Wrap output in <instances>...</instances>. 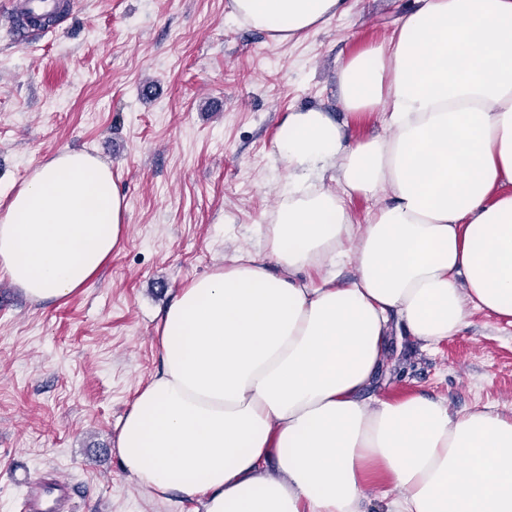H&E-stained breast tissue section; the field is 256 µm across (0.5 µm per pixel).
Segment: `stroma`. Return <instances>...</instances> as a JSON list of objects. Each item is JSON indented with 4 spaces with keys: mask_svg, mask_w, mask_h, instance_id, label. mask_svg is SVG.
Instances as JSON below:
<instances>
[{
    "mask_svg": "<svg viewBox=\"0 0 512 512\" xmlns=\"http://www.w3.org/2000/svg\"><path fill=\"white\" fill-rule=\"evenodd\" d=\"M226 3L74 0L55 35L21 43L0 0V210L65 149L106 162L128 202L118 246L67 298L28 302L0 273V512H20L22 479L50 469L73 481L75 512H199L146 491L117 451L161 368L162 314L193 279L261 250L288 179L274 143L289 112L320 108L355 141L383 131L380 114L344 111L336 67L390 37L413 0H347L285 43ZM415 395L512 407V326L476 312L432 351L392 334L365 396Z\"/></svg>",
    "mask_w": 512,
    "mask_h": 512,
    "instance_id": "35a3bbf8",
    "label": "stroma"
}]
</instances>
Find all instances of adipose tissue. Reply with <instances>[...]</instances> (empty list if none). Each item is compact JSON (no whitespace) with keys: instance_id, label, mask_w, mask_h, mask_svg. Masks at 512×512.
<instances>
[{"instance_id":"ef3b65f1","label":"adipose tissue","mask_w":512,"mask_h":512,"mask_svg":"<svg viewBox=\"0 0 512 512\" xmlns=\"http://www.w3.org/2000/svg\"><path fill=\"white\" fill-rule=\"evenodd\" d=\"M279 42L344 0H228ZM351 141L321 109L281 122L288 188L264 248L192 280L160 326L162 367L122 419L124 469L205 512H512V409L366 401L391 320L422 349L473 312L512 324V0H416L392 35L337 69ZM376 199L364 221L347 200ZM127 202L110 168L63 150L0 213V271L34 302L91 280ZM351 279L340 280L342 268Z\"/></svg>"}]
</instances>
